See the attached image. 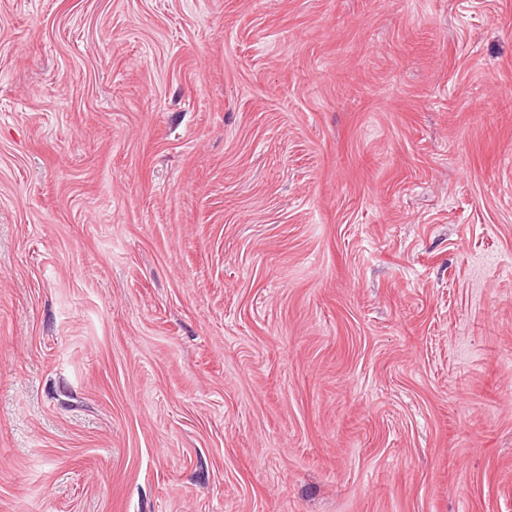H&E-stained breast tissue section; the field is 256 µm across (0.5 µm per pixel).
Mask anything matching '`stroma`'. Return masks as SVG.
<instances>
[{
  "label": "stroma",
  "instance_id": "35a3bbf8",
  "mask_svg": "<svg viewBox=\"0 0 512 512\" xmlns=\"http://www.w3.org/2000/svg\"><path fill=\"white\" fill-rule=\"evenodd\" d=\"M0 512H512V0H0Z\"/></svg>",
  "mask_w": 512,
  "mask_h": 512
}]
</instances>
